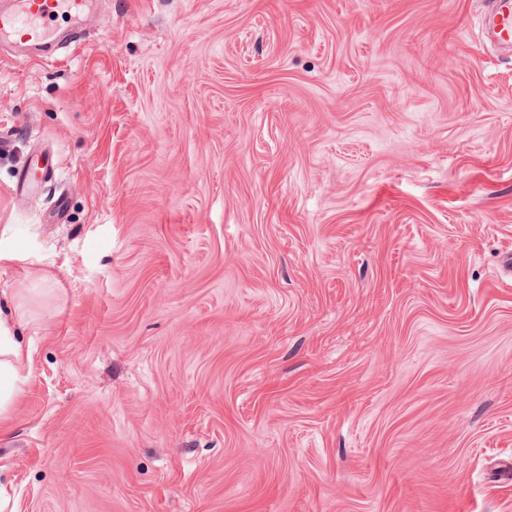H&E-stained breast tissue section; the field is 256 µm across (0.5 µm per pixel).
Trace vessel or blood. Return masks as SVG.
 <instances>
[{"instance_id":"b4317fda","label":"vessel or blood","mask_w":512,"mask_h":512,"mask_svg":"<svg viewBox=\"0 0 512 512\" xmlns=\"http://www.w3.org/2000/svg\"><path fill=\"white\" fill-rule=\"evenodd\" d=\"M89 0H9L0 7V41L51 52L60 41L48 21L58 15L80 18ZM484 32L497 43L512 46V0H486Z\"/></svg>"}]
</instances>
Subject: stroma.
<instances>
[{
  "mask_svg": "<svg viewBox=\"0 0 512 512\" xmlns=\"http://www.w3.org/2000/svg\"><path fill=\"white\" fill-rule=\"evenodd\" d=\"M484 10L93 0L55 62L0 45V512H512ZM28 374L13 322L0 310V435L7 432L9 414Z\"/></svg>",
  "mask_w": 512,
  "mask_h": 512,
  "instance_id": "stroma-1",
  "label": "stroma"
}]
</instances>
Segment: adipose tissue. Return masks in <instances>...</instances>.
<instances>
[{"label":"adipose tissue","instance_id":"ef3b65f1","mask_svg":"<svg viewBox=\"0 0 512 512\" xmlns=\"http://www.w3.org/2000/svg\"><path fill=\"white\" fill-rule=\"evenodd\" d=\"M28 380L22 346L12 321L0 311V435L7 432L9 414Z\"/></svg>","mask_w":512,"mask_h":512}]
</instances>
